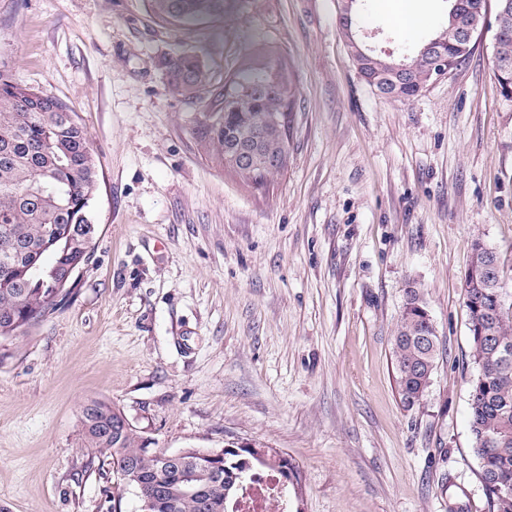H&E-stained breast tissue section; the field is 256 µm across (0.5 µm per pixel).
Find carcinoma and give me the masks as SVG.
Masks as SVG:
<instances>
[{
  "label": "carcinoma",
  "instance_id": "carcinoma-1",
  "mask_svg": "<svg viewBox=\"0 0 512 512\" xmlns=\"http://www.w3.org/2000/svg\"><path fill=\"white\" fill-rule=\"evenodd\" d=\"M150 11L168 24L222 17L226 0H146ZM454 0H448L446 22L436 32L442 48L451 51ZM364 15L352 6L349 29L342 30L354 66L379 88L390 79L391 65L405 62L409 70L397 97L406 101L431 82L426 67L415 63L419 51L389 57L367 49L355 28ZM173 88L192 97L206 81L200 59L182 54L165 61ZM288 70L272 51H259L243 62L228 85L215 94L195 119L198 144L216 163L245 183L262 188L283 171L267 157L288 139L292 107L284 104ZM233 141L253 144L256 160L234 167L224 148ZM98 170L90 137L75 113L53 95L16 82L0 70V339L17 336L44 322L67 300L72 289L68 273L83 267L93 254L100 225L93 222L91 203L98 190ZM504 268L498 253L480 238L473 243L464 279V303L470 316L473 363L477 374L470 391L473 451L480 461L484 490L494 512H512V301L497 283ZM398 387L407 407L428 389L439 353V338L422 289L406 288L393 336ZM81 409L83 449L89 462L110 459L120 479L140 488L162 484L167 497L153 512H228V506L254 474L244 456L196 467L206 489L207 508L182 493L181 468L164 461L166 452L149 448L135 427L120 425L123 411L103 400ZM135 464L129 471L128 463Z\"/></svg>",
  "mask_w": 512,
  "mask_h": 512
}]
</instances>
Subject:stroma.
<instances>
[{"label":"stroma","instance_id":"1","mask_svg":"<svg viewBox=\"0 0 512 512\" xmlns=\"http://www.w3.org/2000/svg\"><path fill=\"white\" fill-rule=\"evenodd\" d=\"M371 9L372 46L416 50ZM337 0H230L223 19L163 24L145 0H0V68L65 102L100 173L101 231L66 305L0 339V512H141L82 451L105 399L153 447L249 442L287 456L288 512H493L470 429L476 375L464 275L475 239L512 292V101L486 25L416 97L359 76ZM271 45L293 91L288 165L258 191L192 133L246 53ZM207 72L175 92L165 59ZM422 288L439 356L404 406L392 337Z\"/></svg>","mask_w":512,"mask_h":512}]
</instances>
